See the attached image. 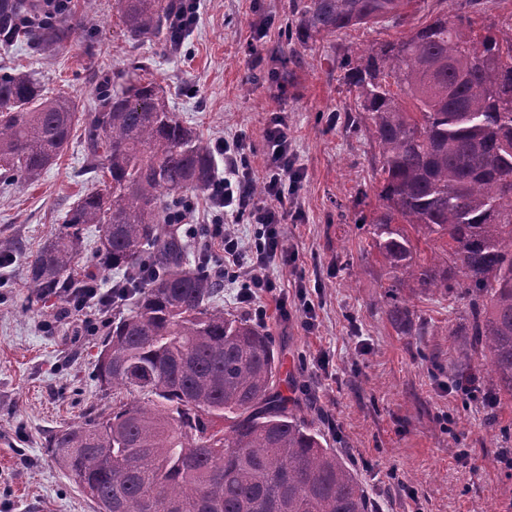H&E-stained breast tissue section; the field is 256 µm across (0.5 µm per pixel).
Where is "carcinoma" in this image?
Returning <instances> with one entry per match:
<instances>
[{"label":"carcinoma","mask_w":512,"mask_h":512,"mask_svg":"<svg viewBox=\"0 0 512 512\" xmlns=\"http://www.w3.org/2000/svg\"><path fill=\"white\" fill-rule=\"evenodd\" d=\"M92 0L70 6L0 0V46L40 55L72 44ZM407 0H294L292 47L354 27L399 19ZM477 0H453V15L377 49L346 57L343 80L356 89L379 147L382 210L372 245L413 287L468 297L471 348L491 367L494 394L512 396V36L473 27ZM140 46L172 44L183 0H117ZM96 86L82 112L69 95H46L31 70L0 67V183L34 185L62 156L73 131L96 175L58 232L27 257L31 297L68 295L84 251L85 225L98 227L100 271H124L125 297L98 359L97 380L112 407L63 427L47 451L96 512H371L348 459L290 407L274 344L248 317L216 304L221 281L189 267L180 228L195 194L215 180L211 151L173 112L160 85ZM444 247L414 261L400 225ZM458 280L448 281V270ZM393 285L389 310L400 328L413 312Z\"/></svg>","instance_id":"obj_1"}]
</instances>
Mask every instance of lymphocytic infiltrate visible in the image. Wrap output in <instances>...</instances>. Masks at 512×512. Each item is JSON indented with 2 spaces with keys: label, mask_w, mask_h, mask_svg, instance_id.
Wrapping results in <instances>:
<instances>
[{
  "label": "lymphocytic infiltrate",
  "mask_w": 512,
  "mask_h": 512,
  "mask_svg": "<svg viewBox=\"0 0 512 512\" xmlns=\"http://www.w3.org/2000/svg\"><path fill=\"white\" fill-rule=\"evenodd\" d=\"M265 169L255 175L250 154L252 147L244 139L214 142L212 150L224 160V174L217 177L207 191L205 205L210 223L192 224L188 232L197 239L209 267L224 283L236 286L241 304L251 308L256 321H263L262 297L277 299L286 307L281 290L270 268L288 263L282 245V226L288 217V197L297 187L300 172L295 166L288 140L285 116L274 117L265 135ZM262 188L265 203H258L255 188ZM248 219L258 231L251 242H243L234 229L241 219ZM87 286L80 295L65 299V315L87 321L90 309L112 305V291L94 276H87Z\"/></svg>",
  "instance_id": "1"
}]
</instances>
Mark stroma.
<instances>
[{"mask_svg":"<svg viewBox=\"0 0 512 512\" xmlns=\"http://www.w3.org/2000/svg\"><path fill=\"white\" fill-rule=\"evenodd\" d=\"M292 0H200L199 19L180 54L152 52L147 73L204 144L243 137L264 147L273 113H284L301 181L302 218L285 226L288 266L277 271L289 290V318L267 301L264 330L273 337L287 394L299 416L345 454L368 488L376 512H512V397L479 399L489 368L464 337L467 300L402 290L414 311L406 332L388 314L398 274L372 248L366 217L382 202L379 152L367 125L354 120L357 93L343 81L351 52L396 39L390 22L352 27L310 42L283 62ZM94 57L72 45L47 56L27 47L0 51V64L36 70L49 93L65 91L83 110L95 105L102 76L127 74L138 52L116 0H95ZM93 174L84 144L68 148L35 185L0 188V512H95L74 480L51 459L49 436L108 405L97 362L110 320L87 328L61 315V298L32 304L26 257L60 228ZM315 297L313 329L302 325L293 297L295 272ZM327 355L329 365L316 359ZM474 386L478 398L466 395Z\"/></svg>","mask_w":512,"mask_h":512,"instance_id":"obj_1","label":"stroma"}]
</instances>
